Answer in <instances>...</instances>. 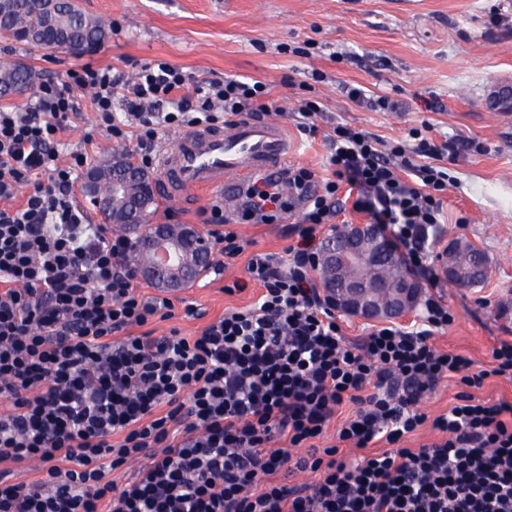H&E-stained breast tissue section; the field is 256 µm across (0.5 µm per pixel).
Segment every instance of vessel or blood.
Segmentation results:
<instances>
[{"label":"vessel or blood","mask_w":512,"mask_h":512,"mask_svg":"<svg viewBox=\"0 0 512 512\" xmlns=\"http://www.w3.org/2000/svg\"><path fill=\"white\" fill-rule=\"evenodd\" d=\"M293 146L287 128L268 118L242 116L219 128L182 132L162 148L158 165L167 193L208 190L229 211L241 210L252 182L283 187Z\"/></svg>","instance_id":"1"}]
</instances>
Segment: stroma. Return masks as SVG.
<instances>
[{"instance_id": "obj_1", "label": "stroma", "mask_w": 512, "mask_h": 512, "mask_svg": "<svg viewBox=\"0 0 512 512\" xmlns=\"http://www.w3.org/2000/svg\"><path fill=\"white\" fill-rule=\"evenodd\" d=\"M82 8L108 19V40L95 52L48 53L0 39V63H22L42 79L64 77L85 63L109 67L131 78L145 63L162 59L189 75L182 90L191 95L204 77L244 76L263 82L280 107L275 118L296 146L292 166L326 175V138L349 125L385 142L406 140L421 129L435 141H449L443 160L450 176L441 195L443 222L433 250L449 240L469 241L487 259V273L475 288H442L456 316L435 333L440 348L467 356L472 371L488 368L498 340H512V109L497 103L512 90V0H80ZM347 85L385 95L395 112H372L352 102ZM59 139L64 149L85 146L90 161L115 152L138 156L136 140L106 137L97 127L89 93ZM317 100L319 131L309 138L297 129L301 100ZM215 195L161 198L154 224H199L198 213ZM233 228L253 240L254 251L284 256L295 238L301 211L278 215L269 224H247L231 214ZM246 256L218 279L202 278L175 296V316L154 322L155 335L171 328L196 335L225 308L250 304L257 286L248 284ZM244 283L229 295L227 286ZM198 314L186 316V306Z\"/></svg>"}]
</instances>
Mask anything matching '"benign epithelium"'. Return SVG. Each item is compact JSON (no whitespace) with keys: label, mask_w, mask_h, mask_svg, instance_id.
Segmentation results:
<instances>
[{"label":"benign epithelium","mask_w":512,"mask_h":512,"mask_svg":"<svg viewBox=\"0 0 512 512\" xmlns=\"http://www.w3.org/2000/svg\"><path fill=\"white\" fill-rule=\"evenodd\" d=\"M130 175L143 191L156 190L157 180L143 166L136 163L132 168L120 171L114 162L113 198L119 199L125 194ZM359 228L358 224L350 225L344 242L336 251H325L318 259V266L331 270L323 282L322 294L340 313L366 320H403L421 299L419 278L407 267L400 287H384L383 282L372 275L380 255L374 252L370 241L382 242L381 249L391 257L397 255L396 249L381 227L368 226L369 238ZM130 245L132 254L141 259L130 260L129 273L142 280H152L162 273L165 289L172 292L182 291L184 283L201 267V261L210 259L212 253L209 238L190 225L181 226L178 233L163 228L145 239L132 238Z\"/></svg>","instance_id":"benign-epithelium-1"}]
</instances>
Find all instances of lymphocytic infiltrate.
<instances>
[{"instance_id": "lymphocytic-infiltrate-1", "label": "lymphocytic infiltrate", "mask_w": 512, "mask_h": 512, "mask_svg": "<svg viewBox=\"0 0 512 512\" xmlns=\"http://www.w3.org/2000/svg\"><path fill=\"white\" fill-rule=\"evenodd\" d=\"M186 81L162 60L131 80L85 64L41 84L24 107H0V400L10 405L0 414V512H512V403L474 394L489 377L512 380V341H498L492 367L477 372L437 347L455 315L431 276L419 321L375 325L353 343L314 283L316 232L344 184L406 265L430 270L447 143L416 129L410 144L389 145L334 128L322 190L306 167L289 168L288 193L252 189L245 216L257 224L286 211L287 197L302 205L284 260L250 253L212 205V274L247 255L260 294L196 335L148 332L173 318L174 302L129 275L126 235L91 223L75 196L87 158L78 149L61 165L58 133L80 109L77 91H90L100 129L121 140L136 129L150 164L158 128L276 109L258 81L203 79L190 98ZM447 378L456 403L427 418L417 405ZM426 424L436 439L404 447ZM332 426L335 445L319 447ZM141 457L131 478L114 480ZM18 465L38 478L11 481ZM297 473L314 479L292 483Z\"/></svg>"}]
</instances>
